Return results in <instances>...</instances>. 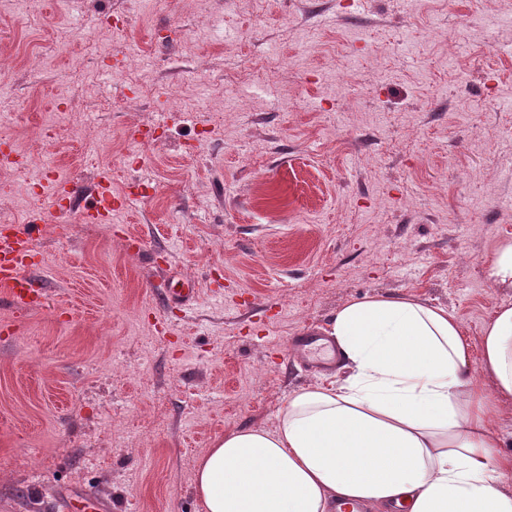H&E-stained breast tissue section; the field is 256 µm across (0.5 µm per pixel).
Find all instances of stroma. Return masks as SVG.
<instances>
[{"instance_id": "obj_1", "label": "stroma", "mask_w": 512, "mask_h": 512, "mask_svg": "<svg viewBox=\"0 0 512 512\" xmlns=\"http://www.w3.org/2000/svg\"><path fill=\"white\" fill-rule=\"evenodd\" d=\"M0 6V222L40 194L46 306L0 307V512H201L199 457L274 430L320 382L286 341L346 302L412 294L462 321L472 357L512 304V0H101ZM136 46V61L124 59ZM282 66H263L269 50ZM54 162L131 193L113 226L57 222ZM194 280L193 310L154 284ZM491 277L500 288L512 289V242L499 248L492 262Z\"/></svg>"}]
</instances>
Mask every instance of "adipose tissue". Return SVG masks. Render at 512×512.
<instances>
[{"mask_svg":"<svg viewBox=\"0 0 512 512\" xmlns=\"http://www.w3.org/2000/svg\"><path fill=\"white\" fill-rule=\"evenodd\" d=\"M349 371L279 409L274 431H232L199 459L202 512H512V455L487 409L462 323L409 295L354 299L324 329ZM512 399V305L483 330L481 366Z\"/></svg>","mask_w":512,"mask_h":512,"instance_id":"obj_1","label":"adipose tissue"}]
</instances>
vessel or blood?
Instances as JSON below:
<instances>
[{
    "label": "vessel or blood",
    "mask_w": 512,
    "mask_h": 512,
    "mask_svg": "<svg viewBox=\"0 0 512 512\" xmlns=\"http://www.w3.org/2000/svg\"><path fill=\"white\" fill-rule=\"evenodd\" d=\"M128 205V199L113 193L112 176L106 173L94 186L82 208L80 220L85 224H108ZM40 232L41 227L37 224L0 226V301L16 311L37 310L46 297V291L36 276ZM290 349L295 355L323 369L331 368L339 361L335 349L322 343L320 334L313 330H304L293 337Z\"/></svg>",
    "instance_id": "b4317fda"
}]
</instances>
